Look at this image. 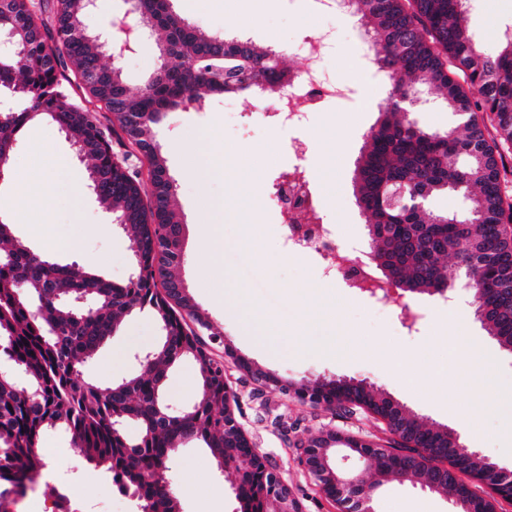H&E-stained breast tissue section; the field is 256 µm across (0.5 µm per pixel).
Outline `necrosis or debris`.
<instances>
[{
	"mask_svg": "<svg viewBox=\"0 0 512 512\" xmlns=\"http://www.w3.org/2000/svg\"><path fill=\"white\" fill-rule=\"evenodd\" d=\"M335 44L334 29L313 28L295 47L305 58L303 69L291 78L287 89L264 102L255 112L254 121L272 125L288 135L297 134L329 102L357 96L358 86L337 81L326 73L324 63ZM287 172L276 203L287 252L321 260L322 277L336 276L357 292L376 293L382 303L397 302L393 288L380 282L371 264L351 257L336 226L327 222L319 182L309 171L307 155L295 154Z\"/></svg>",
	"mask_w": 512,
	"mask_h": 512,
	"instance_id": "4bbe7bcc",
	"label": "necrosis or debris"
}]
</instances>
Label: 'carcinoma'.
<instances>
[{
    "mask_svg": "<svg viewBox=\"0 0 512 512\" xmlns=\"http://www.w3.org/2000/svg\"><path fill=\"white\" fill-rule=\"evenodd\" d=\"M171 0H138L137 13L164 33L159 66L131 96L120 67L105 60L103 40L87 32L93 0H56L47 24L35 0H0V32L11 51L0 56V94L10 101L0 114V159L11 160L31 122L54 124L71 145L88 147L89 188L104 209L124 220L135 248L136 274L113 283L77 264L61 265L12 235L0 215V357L21 364L28 390L0 379V512L42 473L35 451L43 432L63 428L88 462L106 466L150 512H180L169 479V459L186 440L209 449L220 470L236 474L245 512H277L282 489L269 483L266 466L234 428L224 407V359L216 358L208 316L176 291L181 280L183 236L174 208V181L154 144L167 114L206 95L272 94L288 81L273 49L251 40L215 35L175 13ZM367 23L372 64L390 85L379 119L367 135L356 170V199L367 217L377 258L394 266L400 283L425 293L448 284L447 262L470 276L476 309L501 310L488 327L512 336V207L501 195L504 148H512V36L486 55L468 35L469 0H350ZM437 89L449 111L461 117L433 132L402 104L416 85ZM148 164L150 187L130 163L134 152ZM454 184L468 192L463 219L437 214L412 200L431 198ZM86 299L77 309L70 300ZM148 310L163 335L150 358L131 376L101 388L82 367L134 311ZM183 359L198 367L200 397L172 414L166 409L168 370ZM301 402L331 410L365 408L388 417L379 397L363 385L323 378L294 386ZM139 434L130 439L124 423ZM406 445L376 443L375 479L391 474L406 482L440 481L461 494L467 480L488 489L485 508L495 512L500 489L482 459L465 468L440 454L433 428L411 416Z\"/></svg>",
    "mask_w": 512,
    "mask_h": 512,
    "instance_id": "1",
    "label": "carcinoma"
}]
</instances>
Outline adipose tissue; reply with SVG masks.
I'll return each mask as SVG.
<instances>
[{
	"label": "adipose tissue",
	"instance_id": "ef3b65f1",
	"mask_svg": "<svg viewBox=\"0 0 512 512\" xmlns=\"http://www.w3.org/2000/svg\"><path fill=\"white\" fill-rule=\"evenodd\" d=\"M194 168L201 178L207 179L218 175H230L229 191L245 203H252L253 197L247 191L253 174L249 167L239 164L231 153H224L220 158L201 157L195 160ZM464 321L460 318L448 320L443 330L446 335V347L449 356L462 365L460 382L462 385L475 384L482 388L484 397L469 409L454 411L453 416L468 431L470 436H478L480 431V413L490 405L500 404L502 395L498 387L497 372L492 363L478 358L472 345L463 336Z\"/></svg>",
	"mask_w": 512,
	"mask_h": 512
}]
</instances>
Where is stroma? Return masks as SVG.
Returning a JSON list of instances; mask_svg holds the SVG:
<instances>
[{
	"label": "stroma",
	"mask_w": 512,
	"mask_h": 512,
	"mask_svg": "<svg viewBox=\"0 0 512 512\" xmlns=\"http://www.w3.org/2000/svg\"><path fill=\"white\" fill-rule=\"evenodd\" d=\"M173 10L191 23L214 34L240 32L252 42L267 48L276 42L298 43L306 30L323 24L336 30V50L327 67L331 77L359 81L362 98L357 102L328 105L317 113L302 142L309 146L310 171L321 185L330 222L337 224L352 246L370 248L365 217L355 197V169L365 145L366 135L378 120L379 103L387 96L388 81L375 73L363 51L364 26L357 16H315L309 0H275L270 9H245L244 0H171ZM512 25V0H476L469 13L474 41L486 54L500 47V32ZM160 32H153L126 54L122 77L130 92H138L158 66L157 45ZM254 98L245 94L207 96L187 110L171 113L158 127L155 142L174 180V207L183 226L184 261L178 270L188 286L194 304L211 320L228 345L241 357L264 371L291 382L321 377L361 380L376 392L389 396L420 420L430 425L458 429L448 414V402L465 406L477 392L460 386L459 363L452 361L439 331L441 321L455 315L465 318V334L481 357L496 368L503 392H512V353L501 349L475 314L470 289L456 268L448 277L456 290L453 300L429 294H408L404 303L418 310L422 319L417 333L405 334L397 311L371 305L369 300L345 287L342 281L321 278L315 260L285 254L282 232L273 203L261 196L271 180L288 163V137L253 123L249 114ZM228 150L253 167L257 182L252 190L259 201L255 207L241 209L230 196L226 179L216 177L199 183L189 173L193 154ZM61 155L71 157L68 174L53 172V161ZM16 170H38L50 180L39 209L25 213L14 226L15 236L34 249L62 264L78 263L102 278L121 283L134 273L131 243L112 216L96 202L88 187L87 164L75 158L70 143L56 127L35 122L24 131L21 147L11 159ZM77 198L79 210H72L69 198ZM224 202V268L229 284L202 289L197 278L208 262L199 243L197 227L204 214L202 198ZM250 229V242H243V229ZM81 236L79 251L56 249L58 240ZM246 288L250 305L266 312L270 319L286 326L287 336L272 349L253 345L246 337L243 309L224 301L225 287ZM335 301L329 323L340 325L355 335L361 350L350 355H326L312 347L323 325L306 323L307 309L321 300ZM158 327L149 311L127 316L120 328L84 365V375L92 383L107 387L133 373L134 349L153 345ZM419 353L429 364L448 369V393L435 396L429 378H409L400 361ZM231 386L238 395L237 419L261 454L266 455L299 502L301 512H336L335 505L318 490L300 461L299 442L336 433L342 436L380 440L386 433L369 414H347L324 406L299 402L293 392L269 385L256 386L235 367H227ZM165 393L175 407L192 404L197 396V366L186 359L173 366L167 376ZM512 427V403L489 408L483 417L481 438L460 435L461 444L498 466L512 469V439L505 434ZM41 447L50 449L47 471H60L62 480L73 481L94 498L109 499L111 512H138L135 497L108 498L110 484L103 467L78 459L76 469H68L71 454L69 435L61 429L47 431ZM173 490L180 512H237L233 471L218 470L206 448L199 443L179 446L171 461ZM403 512H451L449 496L421 489L419 485L393 480L385 483L375 501L376 512H385L387 503Z\"/></svg>",
	"instance_id": "obj_1"
}]
</instances>
